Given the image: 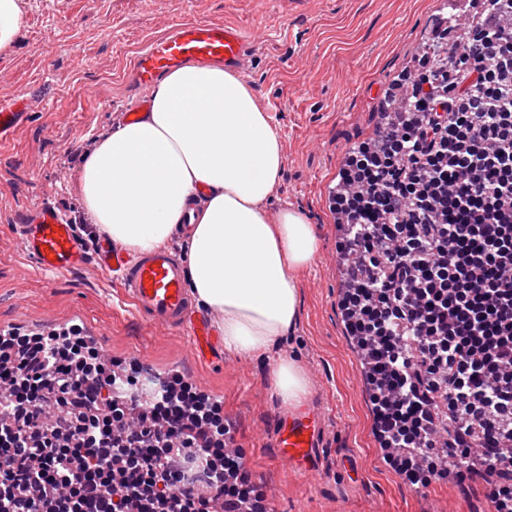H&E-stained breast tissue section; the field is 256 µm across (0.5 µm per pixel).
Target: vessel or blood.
<instances>
[{
	"mask_svg": "<svg viewBox=\"0 0 512 512\" xmlns=\"http://www.w3.org/2000/svg\"><path fill=\"white\" fill-rule=\"evenodd\" d=\"M247 45L248 39L239 27L186 21L151 42L137 56L131 77L136 85L146 87L189 61L241 69ZM27 119L23 100L0 99V144L10 141ZM18 240L23 253L46 274L69 272L87 263L74 225L52 204L25 213L18 227ZM96 262L101 270L113 274L135 312L150 325L186 333L195 357L211 350L213 330L206 320L192 316L191 298L176 253L159 248L133 258L105 240L98 248ZM320 430L321 418L316 412L301 410L281 417L274 432L279 460L315 472Z\"/></svg>",
	"mask_w": 512,
	"mask_h": 512,
	"instance_id": "vessel-or-blood-1",
	"label": "vessel or blood"
}]
</instances>
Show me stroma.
I'll use <instances>...</instances> for the list:
<instances>
[{
    "mask_svg": "<svg viewBox=\"0 0 512 512\" xmlns=\"http://www.w3.org/2000/svg\"><path fill=\"white\" fill-rule=\"evenodd\" d=\"M25 26L0 54V97L29 101L28 123L0 145V327L48 329L77 321L121 365L148 358L152 383L179 371L224 404L254 481L276 512H488L487 483L435 482L417 490L387 466L373 433L362 359L339 299L344 289L330 195L344 154L373 138L388 82L413 70L441 0H22ZM228 22L251 37L242 73L279 135L282 172L269 212L297 210L318 241L297 275L296 331L264 358L217 349L197 360L186 335L135 315L95 260L40 273L23 255L19 216L49 202L71 218L84 244L99 233L81 204L79 170L122 109L151 90L129 73L134 58L175 24ZM305 369L304 408L322 417L316 474L284 466L274 426L289 412L272 393L283 358Z\"/></svg>",
    "mask_w": 512,
    "mask_h": 512,
    "instance_id": "1",
    "label": "stroma"
}]
</instances>
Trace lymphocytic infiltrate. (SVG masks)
Here are the masks:
<instances>
[{"instance_id":"obj_1","label":"lymphocytic infiltrate","mask_w":512,"mask_h":512,"mask_svg":"<svg viewBox=\"0 0 512 512\" xmlns=\"http://www.w3.org/2000/svg\"><path fill=\"white\" fill-rule=\"evenodd\" d=\"M423 53L406 105L347 151L333 208L386 464L411 486L488 478L512 512V0ZM79 326L0 330V512H267L218 400L147 392Z\"/></svg>"}]
</instances>
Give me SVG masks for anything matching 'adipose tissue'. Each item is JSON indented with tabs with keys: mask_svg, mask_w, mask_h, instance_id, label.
I'll use <instances>...</instances> for the list:
<instances>
[{
	"mask_svg": "<svg viewBox=\"0 0 512 512\" xmlns=\"http://www.w3.org/2000/svg\"><path fill=\"white\" fill-rule=\"evenodd\" d=\"M280 170L279 136L251 87L223 66L188 62L156 83L141 119L84 157L81 201L135 256L184 235L197 304L220 318L225 350L257 358L295 329L296 274L317 253L303 214L263 209ZM273 391L288 406L307 399L296 360L276 365Z\"/></svg>",
	"mask_w": 512,
	"mask_h": 512,
	"instance_id": "1",
	"label": "adipose tissue"
}]
</instances>
